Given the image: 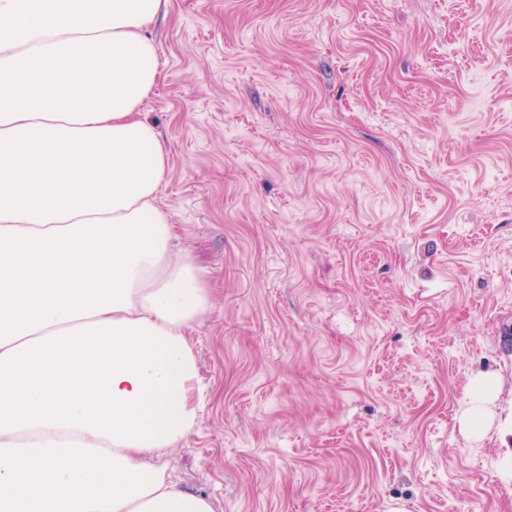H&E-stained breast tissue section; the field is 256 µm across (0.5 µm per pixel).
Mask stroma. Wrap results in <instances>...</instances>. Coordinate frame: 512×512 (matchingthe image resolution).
<instances>
[{
	"label": "stroma",
	"mask_w": 512,
	"mask_h": 512,
	"mask_svg": "<svg viewBox=\"0 0 512 512\" xmlns=\"http://www.w3.org/2000/svg\"><path fill=\"white\" fill-rule=\"evenodd\" d=\"M150 34L159 202L213 300L173 480L213 512H512V0H171ZM498 398L499 381L493 372L479 373L470 380L459 424L474 441L482 440L493 426Z\"/></svg>",
	"instance_id": "35a3bbf8"
}]
</instances>
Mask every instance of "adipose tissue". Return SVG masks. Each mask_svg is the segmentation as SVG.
Returning <instances> with one entry per match:
<instances>
[{"label":"adipose tissue","instance_id":"1","mask_svg":"<svg viewBox=\"0 0 512 512\" xmlns=\"http://www.w3.org/2000/svg\"><path fill=\"white\" fill-rule=\"evenodd\" d=\"M168 2L0 0V512H213L162 461L198 424L212 307L141 116ZM498 398L470 380L473 440Z\"/></svg>","mask_w":512,"mask_h":512}]
</instances>
